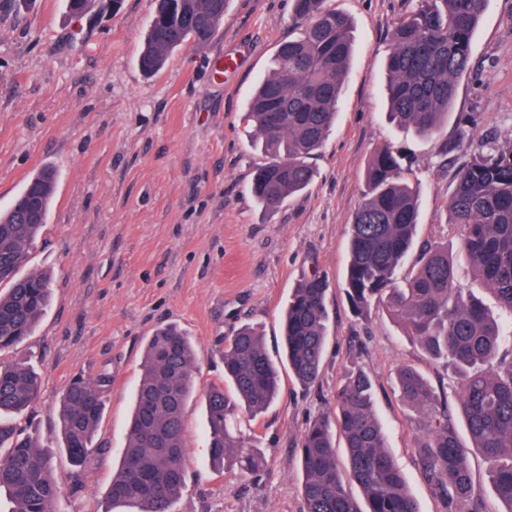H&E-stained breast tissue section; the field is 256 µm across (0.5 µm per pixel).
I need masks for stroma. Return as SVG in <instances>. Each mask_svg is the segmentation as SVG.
<instances>
[{
  "label": "stroma",
  "instance_id": "1",
  "mask_svg": "<svg viewBox=\"0 0 512 512\" xmlns=\"http://www.w3.org/2000/svg\"><path fill=\"white\" fill-rule=\"evenodd\" d=\"M349 15L355 54L342 105L312 156V184L274 211L250 193L269 154L245 122L248 100L279 44L295 35L292 0H228L204 46L175 50L156 73L138 58L154 0H92L80 17L65 0H0V210L43 166L59 182L28 270L54 277L51 305L33 336L0 362H30L42 378L37 402L15 416L52 455L57 512H106L124 448L144 345L178 326L200 351L198 390L224 381V339L257 326L269 350L280 343L288 296L304 273L328 280L331 338L318 379L302 389L282 375L278 399L241 430L263 456L253 475L211 468L200 401L185 412L187 486L174 512H303L300 438L333 414L350 370L374 384L387 447L420 512H445L420 468L421 415L401 400L397 369L416 367L449 385L399 325L381 311L354 317L344 293L351 224L375 149L400 154L402 176L420 190L417 240L444 244L460 282L489 312L495 296L473 278L445 204L459 154L392 125L385 116L391 33L415 0H326ZM236 56L221 73L216 56ZM480 116L479 136L512 137V0H487L473 38L471 71L458 87L449 125ZM109 373L104 410L84 467L60 448L57 408L74 375Z\"/></svg>",
  "mask_w": 512,
  "mask_h": 512
}]
</instances>
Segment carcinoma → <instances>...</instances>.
Instances as JSON below:
<instances>
[{
  "label": "carcinoma",
  "instance_id": "carcinoma-1",
  "mask_svg": "<svg viewBox=\"0 0 512 512\" xmlns=\"http://www.w3.org/2000/svg\"><path fill=\"white\" fill-rule=\"evenodd\" d=\"M325 0H294L301 22L297 35L280 43L269 73L247 108L255 138L273 159L258 168L251 192L274 210L304 191L314 173L307 159L319 150L333 124L344 79L354 55L353 25ZM486 0H417L394 27L386 58L384 95L396 126L428 139L441 138L460 79L469 73L472 40ZM226 5L213 0H155L139 57L153 73L170 54L191 43L205 45L219 30ZM478 119L457 123L445 152L466 149L448 197V223L457 248L472 262L477 281L493 290L501 316L495 318L456 278L448 245L417 247L419 190L401 178L398 157L380 148L365 168L366 190L354 215L348 245L345 293L352 314L367 318L382 307L437 364L455 372L452 387L465 420L470 446L455 429L448 406L417 369L405 365L396 384L405 403L427 416L420 439L422 471L447 505L446 512H485L475 492L470 449L490 464L497 498L512 512V359L499 352L512 343V138L474 145ZM57 174L45 168L0 213V352L30 336L52 296V277L22 273L30 250L47 224ZM417 256L408 273L400 269ZM327 281L318 271L293 288L283 317L288 368L302 387L319 375L330 338ZM199 353L173 326L150 336L131 411L128 438L108 487L114 505L134 512H173L186 485L184 413L194 393ZM224 381L203 394L206 438L213 467L231 465L243 474L262 457L238 429L255 419L279 393V373L264 336L244 327L224 343ZM109 376H74L59 407L62 448L77 466L94 453V436ZM40 394V377L26 362L0 363V497L8 512H55L52 457L39 438L2 419L19 415ZM340 435L347 464L336 456ZM304 512H420L403 472L390 455L375 410L371 378L351 371L336 390L334 420L314 422L300 439ZM358 487L355 498L348 485Z\"/></svg>",
  "mask_w": 512,
  "mask_h": 512
}]
</instances>
